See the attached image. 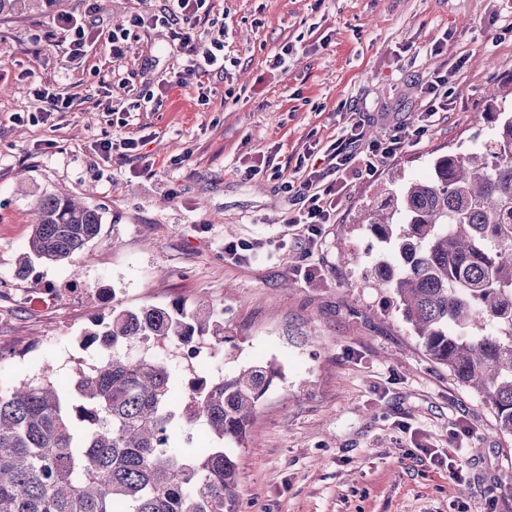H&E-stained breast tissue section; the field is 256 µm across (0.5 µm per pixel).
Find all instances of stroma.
Here are the masks:
<instances>
[{
    "label": "stroma",
    "instance_id": "obj_1",
    "mask_svg": "<svg viewBox=\"0 0 512 512\" xmlns=\"http://www.w3.org/2000/svg\"><path fill=\"white\" fill-rule=\"evenodd\" d=\"M169 5L63 0L0 19V350L12 353L0 381L50 360L69 382L89 356L83 330L112 305H205L224 323L225 374L283 370L236 452L237 512H512V437L429 359L393 293L369 286L386 249L359 222L393 174L422 179L435 157L492 143L512 108V0H207L226 70L205 80L153 22ZM70 16L98 38L74 63L59 40ZM119 26L116 60L104 39ZM287 44V68L271 69ZM437 68L452 74L453 110L378 172L349 176L315 242L298 236V159L353 114L378 135L419 125ZM121 80L132 95L115 92ZM496 85L508 94L492 105ZM46 93L72 110L43 122ZM116 137L138 150L103 152ZM50 193L97 208L100 234L72 264L15 279L29 206ZM228 241L251 244L246 259L225 255Z\"/></svg>",
    "mask_w": 512,
    "mask_h": 512
}]
</instances>
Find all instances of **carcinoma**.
<instances>
[{
    "label": "carcinoma",
    "instance_id": "1",
    "mask_svg": "<svg viewBox=\"0 0 512 512\" xmlns=\"http://www.w3.org/2000/svg\"><path fill=\"white\" fill-rule=\"evenodd\" d=\"M59 2L0 0V18ZM491 156L437 157L426 178L382 189L384 202L361 223L394 249L393 262L371 269L370 287L393 292L430 359L489 399L500 432L512 436V113ZM31 214L19 279L37 262H71L100 234L98 210L73 197L42 195ZM396 214L404 223L395 235ZM82 336L99 346L100 359L71 386L54 383L51 361L32 379L0 386V512H235V451L279 368L261 362L199 377L175 401L165 361L129 360L119 347L149 337L177 353L196 336L220 345L224 327L214 312L183 303L114 306ZM198 426L211 447L180 445Z\"/></svg>",
    "mask_w": 512,
    "mask_h": 512
}]
</instances>
